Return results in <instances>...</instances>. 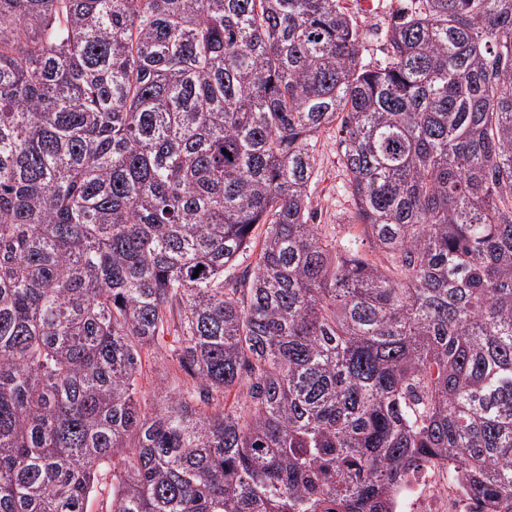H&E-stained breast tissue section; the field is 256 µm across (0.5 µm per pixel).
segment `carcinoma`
<instances>
[{"instance_id": "obj_1", "label": "carcinoma", "mask_w": 512, "mask_h": 512, "mask_svg": "<svg viewBox=\"0 0 512 512\" xmlns=\"http://www.w3.org/2000/svg\"><path fill=\"white\" fill-rule=\"evenodd\" d=\"M411 2L372 67L341 0H0V512H393L436 459L512 512V0ZM339 128L336 124L318 135L316 177L311 186L312 210L315 224L331 237L343 238L358 234L361 227L354 224V205L346 190L347 177L340 162ZM173 333H166L159 339V344L152 346L148 351H143V390L152 391L167 387L171 381L170 366L167 355L170 353V345Z\"/></svg>"}]
</instances>
